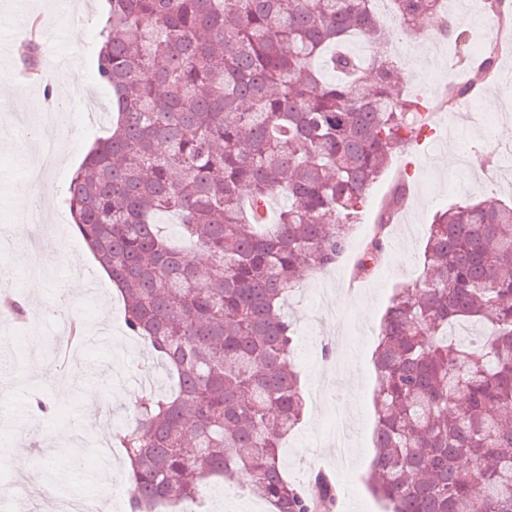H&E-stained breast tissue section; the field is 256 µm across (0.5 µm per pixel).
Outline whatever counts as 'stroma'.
<instances>
[{"instance_id": "1", "label": "stroma", "mask_w": 512, "mask_h": 512, "mask_svg": "<svg viewBox=\"0 0 512 512\" xmlns=\"http://www.w3.org/2000/svg\"><path fill=\"white\" fill-rule=\"evenodd\" d=\"M70 4V17L62 18L56 14L55 0H0V223L25 226V216L17 214L11 202L24 192L30 165L36 158L35 136L25 135L22 125L13 122V114L26 112L30 98L47 93L66 101L61 110L65 125L42 128L45 137L56 139L60 148L56 159L44 165L38 188L44 202L46 246L50 249L55 246L56 231L69 223L66 187L102 133L101 128L84 121L82 98L93 96L103 108L109 99V91L99 82L92 63L104 0H70ZM34 18L49 24L51 33L58 37L57 42L42 43L44 61L65 57L72 59L73 67L63 75L43 73L27 86L14 75L24 67L20 46L25 37L23 28ZM438 18L439 26L422 27L414 39L403 36L393 19L384 21L390 33L386 55L407 77L406 93L429 97L449 77L462 81L477 77V45L489 36L482 0H472L466 16L452 11L439 13ZM445 20L453 23L456 36L444 33L441 23ZM511 70L512 50L501 49L495 79L488 81L479 98L469 101L467 109L456 113L454 139L445 141L436 134L393 153L359 208L350 230L348 251L334 268L306 276L286 306L295 325L292 362L302 388L320 380L336 395L307 402L302 422L283 442L280 461L289 478L301 480L308 471L298 459L311 453L317 459V470L338 478L336 458L323 436L337 417L335 398L343 396L357 468L337 512H382L367 489L375 454L373 354L380 321L394 289L413 286L421 273V256L435 212L468 197L512 201V170L503 165L504 141L493 127L473 124L477 111L492 117L502 112L512 116V81L505 78ZM409 157L416 160L417 169L405 200L407 221L391 224L379 264L368 275L355 277L354 267L363 243L372 235L384 202L396 185L397 172ZM28 267L25 249L0 252V275L7 276L9 289L26 297L30 309L47 315L42 325L13 323L0 331L14 341L21 357L16 373L26 381L22 387L0 383V494L24 486L31 494L18 501V512H58L66 501L87 491L77 470L67 467V459L75 452L90 461L95 458L94 448H79L74 442L58 440V432L91 425L104 410L108 421L101 423L103 435L121 433L129 428L134 415L130 397H154L163 382L158 374H147L144 365L148 351L140 340L127 334L122 300L113 295L108 279L87 256L80 237H73L68 249L57 257L54 272L43 277L40 297L26 295ZM67 271L83 273L93 284L92 289L82 288L74 294L71 315L89 311L86 327L109 328L117 342L112 346L80 345L79 362L70 363L67 370L80 373L81 382L66 391L50 378L32 339L50 337L54 323L50 312L58 283ZM354 277L359 284L353 288L349 282ZM32 387L52 406L51 414L43 418L40 439L34 443L28 442L24 433L31 413L28 390ZM49 470L66 477L67 489L50 486L44 478Z\"/></svg>"}]
</instances>
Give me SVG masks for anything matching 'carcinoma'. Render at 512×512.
Segmentation results:
<instances>
[{
  "label": "carcinoma",
  "instance_id": "1",
  "mask_svg": "<svg viewBox=\"0 0 512 512\" xmlns=\"http://www.w3.org/2000/svg\"><path fill=\"white\" fill-rule=\"evenodd\" d=\"M96 69L112 89L107 135L65 192L75 232L175 381L117 438L130 460V512L193 501L242 472L272 512H333L320 476L282 474L280 440L306 401L290 365L285 299L326 271L391 154L425 129L427 101L404 93L383 55L376 0H106ZM403 32L441 0H388ZM357 35L376 50L342 49ZM341 76L327 82L315 61ZM31 40L24 57L39 70ZM288 203L272 224L260 210ZM202 250V288L190 251ZM390 213L360 255L379 259ZM412 288L383 315L374 366L371 489L385 512H512V205L453 204L430 224ZM475 323L476 339L455 327Z\"/></svg>",
  "mask_w": 512,
  "mask_h": 512
}]
</instances>
